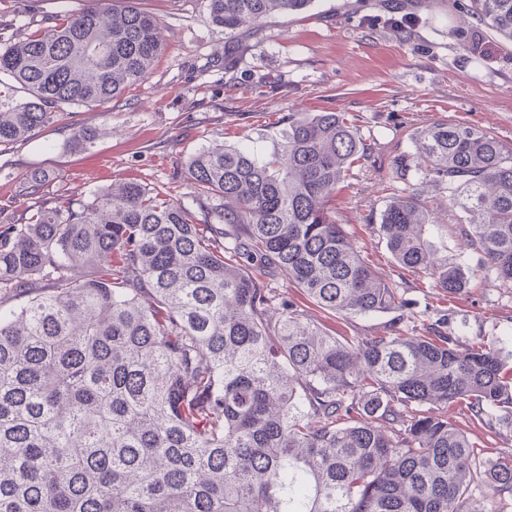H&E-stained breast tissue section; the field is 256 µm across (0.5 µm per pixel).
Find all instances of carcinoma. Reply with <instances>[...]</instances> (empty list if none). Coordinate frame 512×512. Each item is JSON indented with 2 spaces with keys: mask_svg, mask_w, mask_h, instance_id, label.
<instances>
[{
  "mask_svg": "<svg viewBox=\"0 0 512 512\" xmlns=\"http://www.w3.org/2000/svg\"><path fill=\"white\" fill-rule=\"evenodd\" d=\"M88 5L0 45V145L99 108L144 81L162 28L125 0ZM312 0H209L235 38ZM512 41V0H472ZM380 176L397 264L450 295L469 277L429 249L421 184L446 186L465 246L512 283V145L448 119ZM370 158L336 112L293 116L267 159L215 143L186 163L198 209L137 182L45 200L0 227V512H483L481 482L512 492V453L490 458L448 422L512 427V350L400 333L349 342L266 280L341 317L408 305L332 217ZM50 288H36L39 277Z\"/></svg>",
  "mask_w": 512,
  "mask_h": 512,
  "instance_id": "obj_1",
  "label": "carcinoma"
}]
</instances>
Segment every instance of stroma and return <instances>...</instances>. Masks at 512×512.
Wrapping results in <instances>:
<instances>
[{"instance_id":"35a3bbf8","label":"stroma","mask_w":512,"mask_h":512,"mask_svg":"<svg viewBox=\"0 0 512 512\" xmlns=\"http://www.w3.org/2000/svg\"><path fill=\"white\" fill-rule=\"evenodd\" d=\"M313 0L300 13L264 20L228 40L208 0H139L164 29L165 48L146 80L108 109L65 107L31 138L0 146V225L25 224L40 199L28 177L45 175L46 196L87 199L134 181L193 207L187 159L212 143L245 146L261 157L279 150L289 116L340 112L353 118L372 152L336 191L333 218L362 256L401 288L407 309L370 316L319 313L336 334L378 336L395 327L424 334L447 316L458 350L498 342L512 350V283L462 247L458 212L439 186L426 187L433 212L428 237L439 259L462 265L466 292L451 297L421 273L400 269L385 240L369 231L385 204L377 171L414 151L412 136L445 117L512 144V42L472 14L470 0ZM84 0H0V41L9 43L83 7ZM100 130L88 151L68 149L75 126ZM450 422L479 449L512 451V429L471 423L460 407Z\"/></svg>"}]
</instances>
